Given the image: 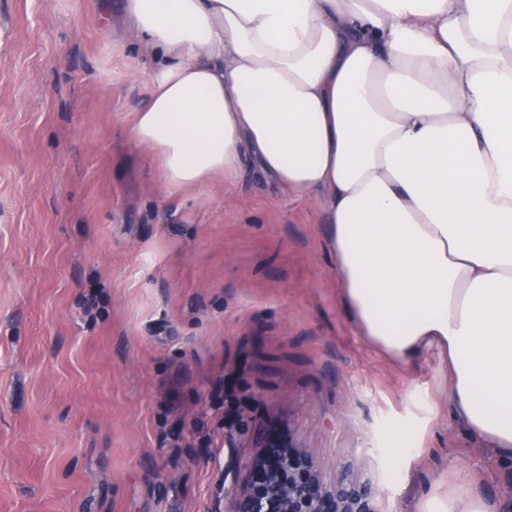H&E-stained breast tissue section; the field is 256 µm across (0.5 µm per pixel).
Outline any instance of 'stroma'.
<instances>
[{
  "label": "stroma",
  "instance_id": "1",
  "mask_svg": "<svg viewBox=\"0 0 512 512\" xmlns=\"http://www.w3.org/2000/svg\"><path fill=\"white\" fill-rule=\"evenodd\" d=\"M153 65L118 0H0V512H234L258 425L380 512L435 487L512 512L435 360L354 333L312 203L250 160L165 182L131 136Z\"/></svg>",
  "mask_w": 512,
  "mask_h": 512
}]
</instances>
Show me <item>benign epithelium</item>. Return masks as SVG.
Wrapping results in <instances>:
<instances>
[{"label":"benign epithelium","mask_w":512,"mask_h":512,"mask_svg":"<svg viewBox=\"0 0 512 512\" xmlns=\"http://www.w3.org/2000/svg\"><path fill=\"white\" fill-rule=\"evenodd\" d=\"M253 441L259 452L233 476L240 486L235 512H379V489L372 480L345 472L329 488L317 458L279 432L260 426Z\"/></svg>","instance_id":"1"}]
</instances>
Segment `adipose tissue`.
Here are the masks:
<instances>
[{
	"label": "adipose tissue",
	"instance_id": "obj_1",
	"mask_svg": "<svg viewBox=\"0 0 512 512\" xmlns=\"http://www.w3.org/2000/svg\"><path fill=\"white\" fill-rule=\"evenodd\" d=\"M157 52L135 141L173 187L243 156L326 226L357 336L434 357L512 463V0H123ZM421 512H497L464 492Z\"/></svg>",
	"mask_w": 512,
	"mask_h": 512
}]
</instances>
